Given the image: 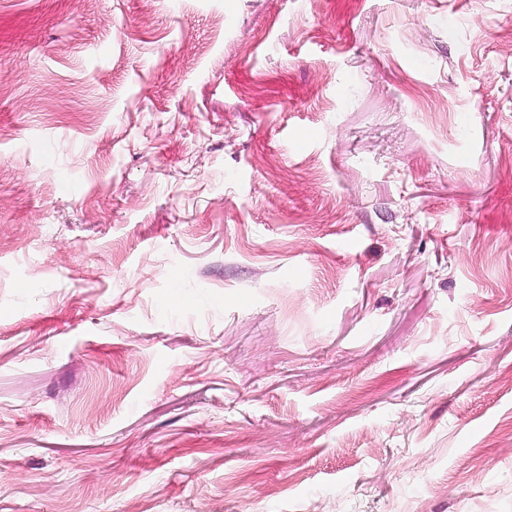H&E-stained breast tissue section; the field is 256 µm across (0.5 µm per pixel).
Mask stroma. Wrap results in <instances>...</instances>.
I'll return each instance as SVG.
<instances>
[{
    "label": "stroma",
    "mask_w": 512,
    "mask_h": 512,
    "mask_svg": "<svg viewBox=\"0 0 512 512\" xmlns=\"http://www.w3.org/2000/svg\"><path fill=\"white\" fill-rule=\"evenodd\" d=\"M0 512H512V0H0Z\"/></svg>",
    "instance_id": "1"
}]
</instances>
